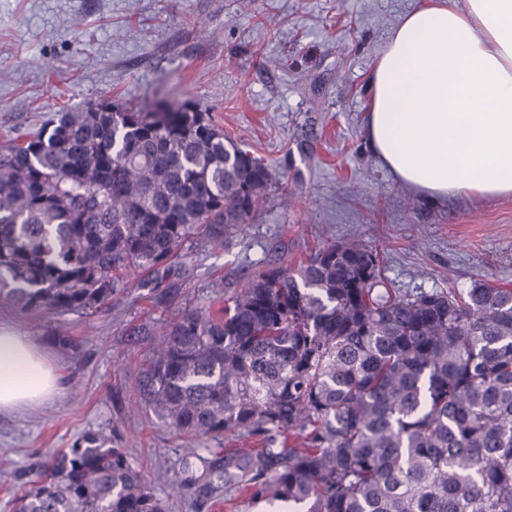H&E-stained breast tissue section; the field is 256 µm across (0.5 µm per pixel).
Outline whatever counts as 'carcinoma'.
<instances>
[{
	"instance_id": "carcinoma-1",
	"label": "carcinoma",
	"mask_w": 512,
	"mask_h": 512,
	"mask_svg": "<svg viewBox=\"0 0 512 512\" xmlns=\"http://www.w3.org/2000/svg\"><path fill=\"white\" fill-rule=\"evenodd\" d=\"M275 180L190 101H103L0 143V303L91 315L249 222ZM382 255L330 244L233 303L161 318L132 408L180 436L254 438L207 484L306 512H512V288L399 295ZM14 512H166L87 433Z\"/></svg>"
}]
</instances>
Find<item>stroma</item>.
<instances>
[{"mask_svg": "<svg viewBox=\"0 0 512 512\" xmlns=\"http://www.w3.org/2000/svg\"><path fill=\"white\" fill-rule=\"evenodd\" d=\"M418 0H0V137L64 108L194 101L243 149L286 172L223 246L196 248L180 273L89 317L0 304L63 388L0 413V512L38 468L87 432L110 434L168 512H276L235 491L202 496L201 458L218 440L174 434L127 413L161 311L222 306L259 270L331 243L383 253L388 288L416 293L512 283V197L432 202L400 184L365 135L368 79L389 33ZM197 449V457L186 449ZM186 493L169 499L172 480Z\"/></svg>", "mask_w": 512, "mask_h": 512, "instance_id": "obj_1", "label": "stroma"}]
</instances>
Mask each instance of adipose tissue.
Returning a JSON list of instances; mask_svg holds the SVG:
<instances>
[{
	"label": "adipose tissue",
	"instance_id": "adipose-tissue-1",
	"mask_svg": "<svg viewBox=\"0 0 512 512\" xmlns=\"http://www.w3.org/2000/svg\"><path fill=\"white\" fill-rule=\"evenodd\" d=\"M365 134L395 179L429 200L512 197V0H421L369 75ZM60 376L0 325V412L38 405Z\"/></svg>",
	"mask_w": 512,
	"mask_h": 512
}]
</instances>
